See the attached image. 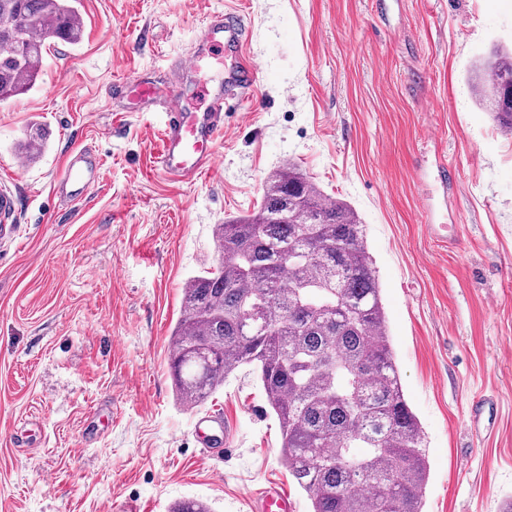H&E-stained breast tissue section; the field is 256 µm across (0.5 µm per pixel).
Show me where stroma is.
Here are the masks:
<instances>
[{
  "label": "stroma",
  "instance_id": "1",
  "mask_svg": "<svg viewBox=\"0 0 512 512\" xmlns=\"http://www.w3.org/2000/svg\"><path fill=\"white\" fill-rule=\"evenodd\" d=\"M249 22L259 68L228 119L215 169L166 180L161 106L107 90L171 81L213 12ZM82 42H52L37 87L0 103V512H170L185 499L249 512L250 493H306L280 454L249 370L205 403L231 426L214 456L175 397L170 334L182 288L217 262L213 229L248 215L291 164L350 203L366 229L404 397L426 444L424 512L512 502V131L469 82L512 50V0H81ZM47 134L25 176L28 125ZM77 148L104 180L78 205L51 187ZM454 181L442 182L441 164ZM490 406L469 425L473 399Z\"/></svg>",
  "mask_w": 512,
  "mask_h": 512
}]
</instances>
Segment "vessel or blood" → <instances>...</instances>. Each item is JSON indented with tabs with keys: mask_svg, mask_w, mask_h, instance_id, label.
<instances>
[{
	"mask_svg": "<svg viewBox=\"0 0 512 512\" xmlns=\"http://www.w3.org/2000/svg\"><path fill=\"white\" fill-rule=\"evenodd\" d=\"M247 39L243 17L236 12L208 15L197 33V47L178 68L183 75L194 74L206 56L221 64V80L198 84L193 98H185L179 87L162 88L153 81L124 76L113 81V97L127 98L139 107L165 105V121L160 131L157 164L161 173L176 183L193 182L213 170L216 143L224 133L229 112L241 110L251 97L259 69L234 56ZM102 180V162L86 149L73 151L59 169L52 193L70 203L88 197ZM251 512H295V504L280 484L271 482L250 496Z\"/></svg>",
	"mask_w": 512,
	"mask_h": 512,
	"instance_id": "b4317fda",
	"label": "vessel or blood"
}]
</instances>
